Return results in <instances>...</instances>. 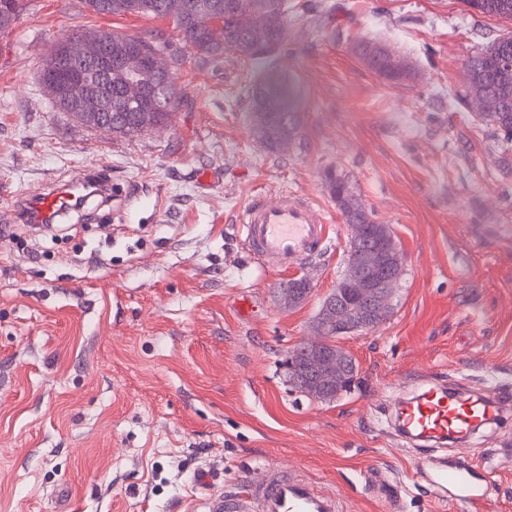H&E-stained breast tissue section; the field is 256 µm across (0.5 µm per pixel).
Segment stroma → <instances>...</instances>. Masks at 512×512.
I'll return each mask as SVG.
<instances>
[{"label": "stroma", "instance_id": "1", "mask_svg": "<svg viewBox=\"0 0 512 512\" xmlns=\"http://www.w3.org/2000/svg\"><path fill=\"white\" fill-rule=\"evenodd\" d=\"M288 4V44L270 60H203L172 20L85 0H27L0 38V212L97 163L122 187L107 206L91 198L99 218L0 229V512H208L271 469L335 493L343 512H468L422 469L463 466L454 445L407 442L392 411L426 379L512 390V160L464 68L512 22L462 0ZM78 28L167 41L182 90L170 124L125 140L51 107L42 55ZM371 39L407 80L368 67L355 46ZM270 67L296 79L303 116L276 153L248 112ZM332 173L390 225L404 273L392 315L339 340L356 383L321 402L292 390L284 363L344 273L351 228ZM285 192L332 229L313 257L266 267L238 221L255 196ZM303 272L312 295L283 307L280 282ZM470 445L483 512H512V415Z\"/></svg>", "mask_w": 512, "mask_h": 512}]
</instances>
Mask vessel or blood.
I'll list each match as a JSON object with an SVG mask.
<instances>
[{
	"instance_id": "vessel-or-blood-1",
	"label": "vessel or blood",
	"mask_w": 512,
	"mask_h": 512,
	"mask_svg": "<svg viewBox=\"0 0 512 512\" xmlns=\"http://www.w3.org/2000/svg\"><path fill=\"white\" fill-rule=\"evenodd\" d=\"M111 185L104 169H85L73 180L70 191L53 187L25 196L18 218L27 224L58 223L63 215L80 208L86 187ZM240 230L254 253L286 267L308 259L327 241L330 222L324 210L309 198L282 194L272 200H253L240 219ZM510 410L512 394L503 390L463 398L432 385L401 398L396 418L400 431L411 438L449 439L463 446L474 433L495 424ZM431 482L435 491L464 500L470 512H482L484 493L468 469H439ZM209 512H341V505L334 494L316 488L307 479L274 472L235 495L215 496Z\"/></svg>"
}]
</instances>
